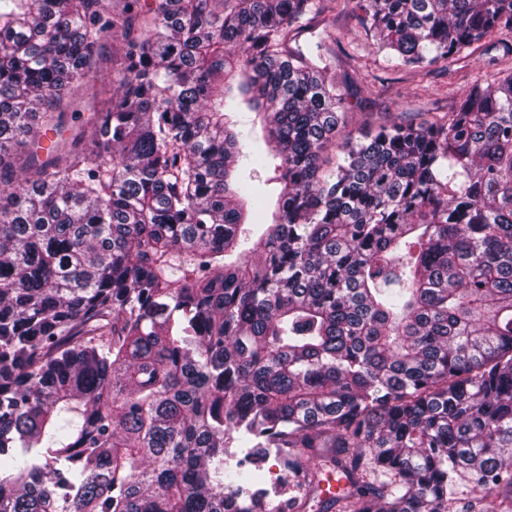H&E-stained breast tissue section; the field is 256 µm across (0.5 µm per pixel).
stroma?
Masks as SVG:
<instances>
[{
    "instance_id": "stroma-1",
    "label": "stroma",
    "mask_w": 512,
    "mask_h": 512,
    "mask_svg": "<svg viewBox=\"0 0 512 512\" xmlns=\"http://www.w3.org/2000/svg\"><path fill=\"white\" fill-rule=\"evenodd\" d=\"M327 22L334 37L329 49L336 70L348 75L343 93L349 103V122L362 133L380 122H403L421 112L455 111L475 81L492 78L498 69L512 68V55L503 50L496 36L484 39L477 51L456 61L451 72L425 74L400 65L369 45L346 0H338ZM114 49L112 39H105L90 85L74 89L60 102L58 109L66 114L67 134H74L111 96L119 68L112 57Z\"/></svg>"
}]
</instances>
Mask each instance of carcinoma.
Returning <instances> with one entry per match:
<instances>
[{
	"label": "carcinoma",
	"instance_id": "1",
	"mask_svg": "<svg viewBox=\"0 0 512 512\" xmlns=\"http://www.w3.org/2000/svg\"><path fill=\"white\" fill-rule=\"evenodd\" d=\"M334 3L0 0V512H512V70L358 136L299 42ZM355 9L428 73L512 33V0ZM108 35L112 98L40 160ZM239 167L247 174L251 171L253 175L256 176L254 183L259 192L269 197L273 203L276 195V185L266 184V180L272 175V169L269 170L268 167L265 166V163L255 156L243 158L239 162Z\"/></svg>",
	"mask_w": 512,
	"mask_h": 512
}]
</instances>
